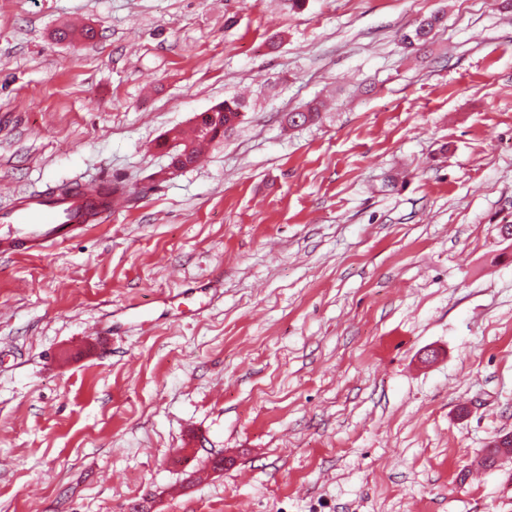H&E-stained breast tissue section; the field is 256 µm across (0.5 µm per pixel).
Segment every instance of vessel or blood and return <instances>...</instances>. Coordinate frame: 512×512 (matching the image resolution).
Wrapping results in <instances>:
<instances>
[{
  "label": "vessel or blood",
  "mask_w": 512,
  "mask_h": 512,
  "mask_svg": "<svg viewBox=\"0 0 512 512\" xmlns=\"http://www.w3.org/2000/svg\"><path fill=\"white\" fill-rule=\"evenodd\" d=\"M116 202L110 182H78L69 192L36 191L14 196L0 213V255L61 245L77 231L106 221Z\"/></svg>",
  "instance_id": "obj_1"
}]
</instances>
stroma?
Masks as SVG:
<instances>
[{"mask_svg":"<svg viewBox=\"0 0 512 512\" xmlns=\"http://www.w3.org/2000/svg\"><path fill=\"white\" fill-rule=\"evenodd\" d=\"M98 180L0 258V512H512L503 0H0V211ZM442 18L439 14H431L420 21L414 30L403 34V40L411 46H423L433 30L442 22ZM244 106L237 100H224L208 112H213V116L204 126L193 123V138H185L183 130L173 129L165 137L164 144L178 143L172 153V166L177 169H183L195 162L198 154V147L204 143L223 139L228 130L239 123L243 116ZM111 182H77L68 193L36 191L15 195L0 213V255L11 256L61 245L89 224H101L118 199Z\"/></svg>","mask_w":512,"mask_h":512,"instance_id":"1","label":"stroma"}]
</instances>
